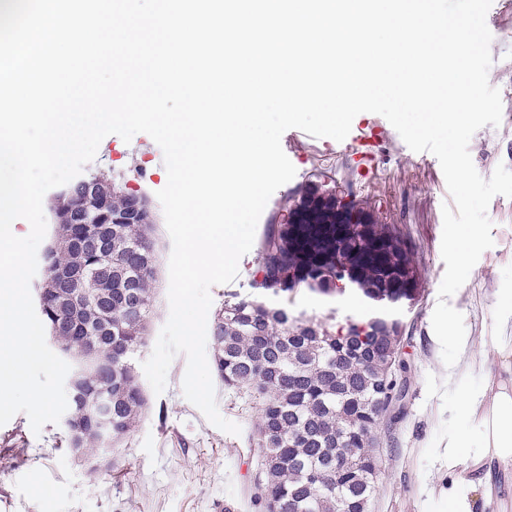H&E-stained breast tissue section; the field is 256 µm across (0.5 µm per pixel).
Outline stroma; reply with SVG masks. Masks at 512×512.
<instances>
[{
  "instance_id": "obj_1",
  "label": "stroma",
  "mask_w": 512,
  "mask_h": 512,
  "mask_svg": "<svg viewBox=\"0 0 512 512\" xmlns=\"http://www.w3.org/2000/svg\"><path fill=\"white\" fill-rule=\"evenodd\" d=\"M487 25L493 36L489 81L501 93L503 113L499 126L479 129L469 143L474 166L485 178L500 164L512 170V6L492 4ZM103 144L106 154L85 165L82 177L102 174L125 181L130 191L147 197L159 217L154 314L145 343L132 360L138 369L169 317L172 241L156 197L167 174L163 152L147 134H136L128 143L110 135ZM281 145L296 175L272 195L260 224L283 214L290 196L315 182L344 200L373 208L413 250L419 289L415 300L365 304L369 313H389L402 322L408 379L402 412L379 429L378 488L370 512H448V493L459 478L475 480L485 472L480 465L451 471L444 463L449 434L465 432L474 440L480 436L477 423L460 412L459 402L496 382L501 369L492 352L465 379L452 381L456 350L434 339L431 318L446 268L440 251L442 207L451 201L440 164L431 153L410 150L388 120L373 113L356 116L343 141L293 128L284 132ZM487 214L494 244L450 299L464 316L466 335L475 339L495 333L501 311L498 291L512 289V198L494 197ZM257 257V250H250L232 282L212 287V311L235 294L270 298V291L253 285ZM286 303L304 320L314 317L333 325L347 316L335 298L304 288L289 293ZM186 366L185 356L173 359L162 394L143 384L147 405L136 428L116 448L111 464L94 473L71 452L65 423L46 424L36 434L27 415L19 413L0 426V512H217L222 503L241 506L242 512H266L263 453L256 445L258 402L215 382L220 414L241 427L240 435L225 433L184 397Z\"/></svg>"
}]
</instances>
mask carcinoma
Here are the masks:
<instances>
[{
    "mask_svg": "<svg viewBox=\"0 0 512 512\" xmlns=\"http://www.w3.org/2000/svg\"><path fill=\"white\" fill-rule=\"evenodd\" d=\"M111 192L112 209L127 203L129 192L119 182L94 175ZM326 198L312 186L301 192L290 209L317 205ZM112 244L94 239L95 224H56L61 248L54 262L75 267L79 258L71 242L90 239L87 260L96 270L99 307L112 329L85 311L76 315L69 304L46 305L48 298L65 292L59 284L42 283L38 307L46 339L67 355L84 359L122 356L112 362V431L129 434L145 405L142 387L131 358L143 344V331L153 311L157 262L153 237L145 224H120ZM291 224L265 225L258 252L254 285L276 296L304 286L330 296L336 280H343L363 298L397 304L413 299L415 268L412 250L404 246L387 224L370 229L352 225L349 237L337 250L324 246V229H312V247L305 254L295 244ZM373 241L395 244L399 253L390 265L348 277L351 256ZM212 363L224 387L247 391L263 399L258 425V447L264 449L267 512H368L377 491L374 447L381 419L392 399L404 393L400 382L386 386L400 355L402 327L398 320L376 315L366 321L349 319L326 327L303 323L279 302L234 296L214 319ZM104 376L90 370L84 394L69 400L70 425L84 432V443L104 447L91 421L92 400ZM350 456L353 464L336 467V453Z\"/></svg>",
    "mask_w": 512,
    "mask_h": 512,
    "instance_id": "cac0c4a2",
    "label": "carcinoma"
}]
</instances>
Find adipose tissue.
Here are the masks:
<instances>
[{
	"label": "adipose tissue",
	"instance_id": "adipose-tissue-1",
	"mask_svg": "<svg viewBox=\"0 0 512 512\" xmlns=\"http://www.w3.org/2000/svg\"><path fill=\"white\" fill-rule=\"evenodd\" d=\"M491 342L502 360L505 379L483 390L466 395L461 409L481 429L479 453H471L467 434L448 437L446 458L449 469L469 462L487 461L502 468H512V336H495Z\"/></svg>",
	"mask_w": 512,
	"mask_h": 512
}]
</instances>
